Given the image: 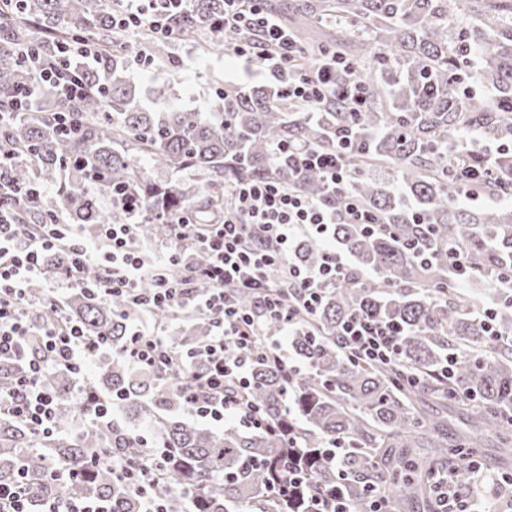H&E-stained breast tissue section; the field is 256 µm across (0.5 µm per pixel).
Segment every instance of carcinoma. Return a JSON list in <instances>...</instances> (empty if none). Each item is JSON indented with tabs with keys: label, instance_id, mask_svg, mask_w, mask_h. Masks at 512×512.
<instances>
[{
	"label": "carcinoma",
	"instance_id": "obj_1",
	"mask_svg": "<svg viewBox=\"0 0 512 512\" xmlns=\"http://www.w3.org/2000/svg\"><path fill=\"white\" fill-rule=\"evenodd\" d=\"M113 0H21L3 17L0 39V102L22 96L34 83L24 58L30 29L63 39H85L112 50L86 71L92 92L74 102L57 97L48 85L36 89V105L0 121V172L17 187L45 185L61 171L69 173L57 205L76 224L95 235L97 224H119L122 209L106 210L91 202L87 186L112 193L127 184L147 210L138 237L162 241L169 219L191 212L194 223L213 224L224 215V187L247 180H273L312 198L326 195L317 170H299L275 154L277 145L293 143L334 148L348 135L349 178L336 190V209L355 200L376 216L370 233L361 224L336 225L335 241L352 268L329 288L317 313L290 330L289 347L300 359L299 374L259 358L252 365L248 399L259 405L267 430L242 424L222 430L196 426L174 413L183 400L165 381L137 371L114 353L97 361L98 376L87 382L84 398L115 393L123 400L112 408L120 420L112 427L87 425L76 434L60 431L35 436L9 417L0 418V480L28 472L34 489L46 483L55 464L83 475L65 485L69 497H101L112 512H142L143 498L117 482L112 470L88 461L98 448L110 447L119 460L142 448L141 430L164 452L163 492L168 512H291L301 496L339 487L346 499L365 498L363 486L379 485L396 512L418 500L435 512L430 475L445 460L473 455L482 436L497 438L501 476L496 497L512 499V284L502 275L512 269V209L467 208L459 197L512 195V0H302L301 22L292 29L310 49L336 51L359 70L366 107L349 112L336 102L321 112H307L288 98L282 85H257L217 96L209 110L166 107L168 80L152 88L156 107L142 106L139 90L127 76L129 56L118 52L123 36L112 31ZM224 0H191L180 19L181 40L205 28L207 50H224L240 35L216 21ZM333 18L360 23L336 29L330 41L308 37L305 22ZM480 66L472 68L474 60ZM496 92L477 98L473 81ZM67 110L81 132L74 137L56 128L55 115ZM494 146L484 152L477 142ZM173 172L193 171L199 183L150 181L139 157ZM391 170L383 181L375 169ZM487 169L488 177L469 182L461 173ZM52 206L23 209L19 222L34 231ZM461 252L463 270L448 265V249ZM321 244L300 241V260L315 264ZM489 277L499 282L493 312L497 333L485 332L483 308L462 285ZM127 303L120 297L101 301L75 292L65 298L64 314L90 334H105L112 344L126 339L121 318ZM353 314L372 315L403 329L399 358L426 384L403 386L386 366L350 361L337 343L343 323ZM213 325L193 319L187 331L168 340L180 349L207 340ZM448 382L434 380L445 362ZM19 362L0 364V389L19 376ZM48 381L58 391L59 415L75 417L81 404L67 371L54 368ZM454 401L466 417L454 441L443 434L444 416L429 404ZM336 437L350 448L342 463L349 478H338L321 449ZM300 460L303 484L290 486L288 463ZM385 463L388 469L379 467ZM194 492L186 496L185 490Z\"/></svg>",
	"mask_w": 512,
	"mask_h": 512
}]
</instances>
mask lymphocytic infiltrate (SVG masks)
Instances as JSON below:
<instances>
[{
  "mask_svg": "<svg viewBox=\"0 0 512 512\" xmlns=\"http://www.w3.org/2000/svg\"><path fill=\"white\" fill-rule=\"evenodd\" d=\"M188 0H126L112 12L113 31L127 35L143 32L154 38L172 39L174 21ZM224 26L243 32L244 41L234 44L238 56L261 59L271 81L288 85V94L311 111L330 98L340 97L350 111L366 105L363 83L353 64L336 55H310L307 48L270 14L266 0H224ZM56 58L40 50L27 57L38 82L50 85L61 99L74 101L88 89L78 74L83 65L100 62L103 51L86 41L59 43ZM296 158L302 168L321 170L328 192L343 184L348 169L342 150L308 147ZM44 188L34 184L15 189L0 182V195L11 197L13 209L0 208V361L22 359L21 374L12 390L0 391V417L7 416L45 435L60 426L58 395L44 380L47 368L66 369L72 391L81 394L92 361L112 354L106 336H90L65 319L61 297L81 290L107 301L127 297L123 314L129 327L121 356L138 370L163 372L179 391L191 415L217 422L227 418L256 429L265 421L257 404L244 399L249 373L257 356H264L297 372L279 339L265 336L268 321L290 330L299 313H315L324 291L347 270L335 249L324 248L312 266L300 263L295 254L298 240L335 236L340 223L372 224L376 218L356 204L344 213L325 199H315L272 181L242 182L224 190V218L213 224H196L190 215L175 216L174 234L154 245H144L136 229L145 212L137 195L118 189L113 202L121 204L128 219L122 224H103L99 241L103 254L89 249L82 225L67 222L60 212L49 213L45 224L31 233L17 222L18 210L39 206ZM65 251L69 264L48 273L45 258ZM206 255L207 263L195 268L192 253ZM44 280L45 297H29V286ZM168 308L187 316L209 318L214 332L204 344L187 354L176 353L154 312ZM402 334L397 326L368 316L348 318L338 345L349 360L385 364L395 368L405 384L419 378L397 357ZM158 449L147 448L135 461L125 463L101 453L97 460L111 467L117 481L146 499L145 512H165L166 502L158 488L162 471ZM0 512H111L103 500H73L44 491L32 498L26 473L0 482Z\"/></svg>",
  "mask_w": 512,
  "mask_h": 512,
  "instance_id": "1",
  "label": "lymphocytic infiltrate"
}]
</instances>
